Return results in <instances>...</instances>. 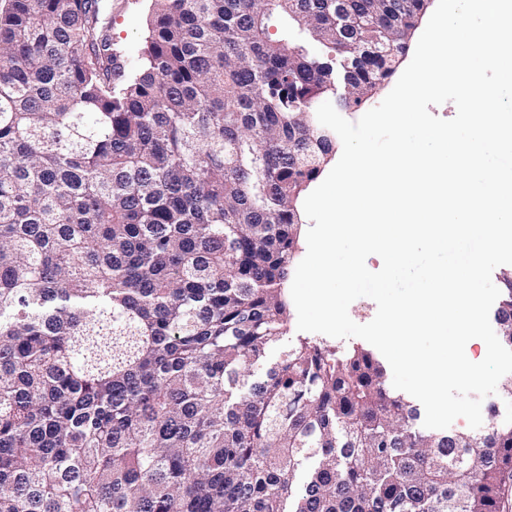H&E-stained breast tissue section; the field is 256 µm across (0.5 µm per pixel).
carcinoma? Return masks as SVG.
Masks as SVG:
<instances>
[{
	"label": "carcinoma",
	"mask_w": 512,
	"mask_h": 512,
	"mask_svg": "<svg viewBox=\"0 0 512 512\" xmlns=\"http://www.w3.org/2000/svg\"><path fill=\"white\" fill-rule=\"evenodd\" d=\"M427 4L151 0L132 73L100 0H4L0 512H499L512 421L430 432L372 351L282 345L316 110Z\"/></svg>",
	"instance_id": "1"
}]
</instances>
